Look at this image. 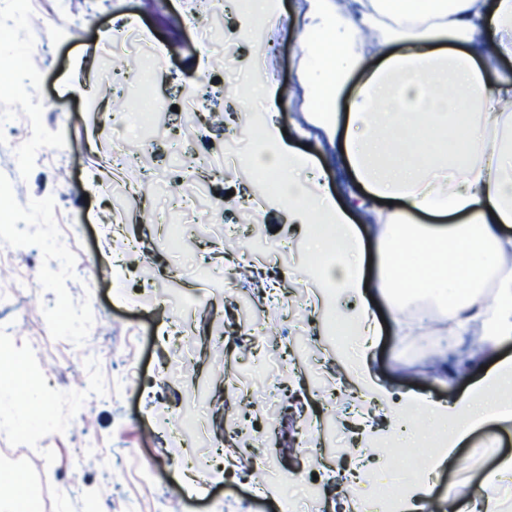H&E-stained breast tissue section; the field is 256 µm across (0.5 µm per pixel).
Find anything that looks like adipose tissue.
Wrapping results in <instances>:
<instances>
[{
    "label": "adipose tissue",
    "instance_id": "ef3b65f1",
    "mask_svg": "<svg viewBox=\"0 0 512 512\" xmlns=\"http://www.w3.org/2000/svg\"><path fill=\"white\" fill-rule=\"evenodd\" d=\"M305 39L316 73L301 71L308 97L302 132L327 143L337 167L364 195L341 198L321 186L311 192L285 182L281 197L303 224L323 277L353 301L336 323L353 337L362 397L386 405L394 436L428 440L429 452L407 478L395 512H488L486 496L447 506L431 498L438 471L455 460L458 443L479 424L512 427L497 392L512 381V359H501L477 389L452 402L408 391L393 395L373 375L369 350L382 325L375 306L390 304L389 320L400 339L429 328L428 312L409 316L391 305L395 287L420 289L445 300L456 330L480 325L490 340L512 339V0H307ZM364 80L346 89L356 73ZM346 115H339V104ZM261 135L274 153L258 157L259 169L282 173L308 168L315 156L284 145L274 122ZM396 199L382 211L371 199ZM440 217L435 226L411 228L410 215ZM448 438L432 439L434 426Z\"/></svg>",
    "mask_w": 512,
    "mask_h": 512
}]
</instances>
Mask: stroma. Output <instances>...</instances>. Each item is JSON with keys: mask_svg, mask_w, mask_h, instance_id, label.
Listing matches in <instances>:
<instances>
[{"mask_svg": "<svg viewBox=\"0 0 512 512\" xmlns=\"http://www.w3.org/2000/svg\"><path fill=\"white\" fill-rule=\"evenodd\" d=\"M306 0H281L280 29L261 40L237 35L240 18L224 13V41L205 50L190 23H212L209 0H41L37 11L0 14L7 36L0 50L21 71L0 73L12 96L0 110L20 113L14 150L0 151V177L15 186L0 199V288L15 274L34 288L0 308V494L17 486L28 493L29 512H280L293 507L302 490H317L310 512H337L338 449L352 462L364 458L365 431L386 435L375 407L343 413L322 408L323 384L355 391L360 374L352 347L336 339V307L346 299L323 295L308 273L306 240L312 229L293 223L274 200L277 172L260 177L251 163L231 166L228 152L253 156L266 150L240 113L271 115L285 128L286 146L318 154L295 124L307 107L296 87L299 68L316 70L283 30L298 20ZM127 37L113 45L116 22ZM42 31L48 58L28 67L29 29ZM110 67L100 72L102 52ZM270 82L277 99L259 87ZM108 99L125 113V143L137 141L141 114H165L156 127L145 165L151 190L137 206L114 217L110 188L140 165L126 155L115 166L111 133L96 134L90 101ZM203 110L205 118L190 123ZM95 149H87L88 137ZM200 154L211 165L192 164ZM321 182L339 174L318 154ZM202 191L208 206L169 208L171 198ZM259 210L266 244L286 245L276 256L255 250L242 236L226 251L224 227L243 221L247 204ZM189 243L173 246L177 226ZM144 241L151 282L132 268L124 296L116 298L110 274L115 241L123 233ZM280 274L288 270L283 298L266 297L240 280V260ZM204 267L206 277L194 274ZM306 307L287 313V298ZM371 369L394 391L452 400L476 385L475 378L449 380L437 369L434 339L400 340L383 329L370 356ZM426 372L424 383L406 380V369ZM35 393L34 408L50 414L45 425L21 427L20 396ZM83 391L81 404L67 399ZM240 399L236 413L258 442H228L234 474L210 462L223 428L212 396ZM194 416V451L208 462L202 492L180 489L172 460L181 451L176 423ZM467 468L443 472L437 497L462 503L480 493L481 480L502 456L512 455V431L486 426L458 448ZM81 457L80 471L71 461ZM273 464V476L257 481L255 457Z\"/></svg>", "mask_w": 512, "mask_h": 512, "instance_id": "stroma-1", "label": "stroma"}]
</instances>
